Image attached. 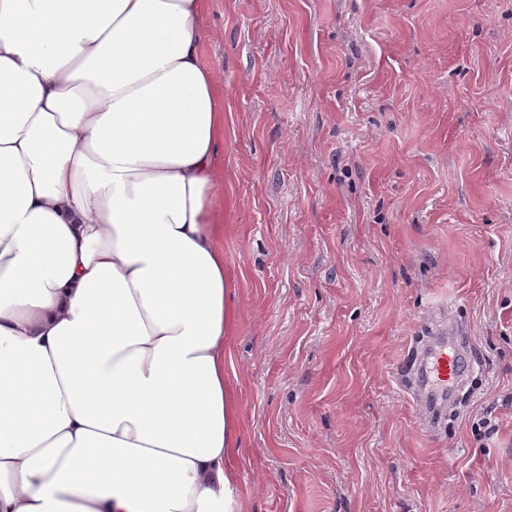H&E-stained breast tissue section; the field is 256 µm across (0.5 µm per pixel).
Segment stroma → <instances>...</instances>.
<instances>
[{
  "instance_id": "stroma-1",
  "label": "stroma",
  "mask_w": 512,
  "mask_h": 512,
  "mask_svg": "<svg viewBox=\"0 0 512 512\" xmlns=\"http://www.w3.org/2000/svg\"><path fill=\"white\" fill-rule=\"evenodd\" d=\"M201 57L239 512H512V0H209ZM443 314L478 379L434 435L401 372Z\"/></svg>"
}]
</instances>
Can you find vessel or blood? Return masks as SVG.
<instances>
[{"instance_id":"obj_1","label":"vessel or blood","mask_w":512,"mask_h":512,"mask_svg":"<svg viewBox=\"0 0 512 512\" xmlns=\"http://www.w3.org/2000/svg\"><path fill=\"white\" fill-rule=\"evenodd\" d=\"M469 361V348L459 341L455 323L447 317L432 319L427 335L414 344L408 365L412 395L426 427L446 416L445 406L463 384Z\"/></svg>"}]
</instances>
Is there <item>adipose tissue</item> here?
<instances>
[{
    "label": "adipose tissue",
    "mask_w": 512,
    "mask_h": 512,
    "mask_svg": "<svg viewBox=\"0 0 512 512\" xmlns=\"http://www.w3.org/2000/svg\"><path fill=\"white\" fill-rule=\"evenodd\" d=\"M209 0H0V512H235Z\"/></svg>",
    "instance_id": "ef3b65f1"
}]
</instances>
